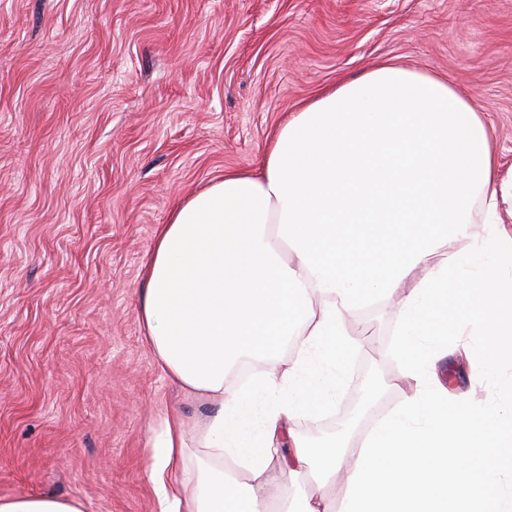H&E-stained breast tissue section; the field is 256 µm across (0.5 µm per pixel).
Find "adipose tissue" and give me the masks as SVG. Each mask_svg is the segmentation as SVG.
<instances>
[{
	"label": "adipose tissue",
	"mask_w": 512,
	"mask_h": 512,
	"mask_svg": "<svg viewBox=\"0 0 512 512\" xmlns=\"http://www.w3.org/2000/svg\"><path fill=\"white\" fill-rule=\"evenodd\" d=\"M512 174L500 172L493 140L468 96L447 81L389 61L323 92L276 130L257 171L231 170L173 211L145 265L140 314L161 369L215 405L201 430L204 457L187 470L183 420L166 416L153 439L149 479L163 512H265L276 484L281 512H512L501 476L512 470V412L466 401L442 417L448 392L429 372L440 315L469 309L480 326L475 369L512 366ZM482 220L484 235L473 224ZM468 251L439 262L449 242ZM398 303V351L415 392L381 418L366 450L294 441L278 473L269 462L295 403L264 418V446L234 437L243 403L229 387L232 364L296 337L297 371L308 373L306 407L328 401L315 360L347 352L349 316L363 298ZM496 439L473 456L489 424ZM232 454L251 482L224 472ZM343 472L342 500L325 490L287 494L293 478Z\"/></svg>",
	"instance_id": "1"
}]
</instances>
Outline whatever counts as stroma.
Masks as SVG:
<instances>
[{
	"label": "stroma",
	"instance_id": "1",
	"mask_svg": "<svg viewBox=\"0 0 512 512\" xmlns=\"http://www.w3.org/2000/svg\"><path fill=\"white\" fill-rule=\"evenodd\" d=\"M383 60L440 76L481 108L512 170V0H0V498L161 512L148 478L164 415L208 402L166 376L140 319L144 265L175 206L257 170L271 131ZM325 374L335 435L373 369L385 412L411 394L396 306L365 302ZM450 398L502 407L512 371L436 365ZM267 363L255 378L264 379ZM245 381L240 432L280 392Z\"/></svg>",
	"mask_w": 512,
	"mask_h": 512
}]
</instances>
